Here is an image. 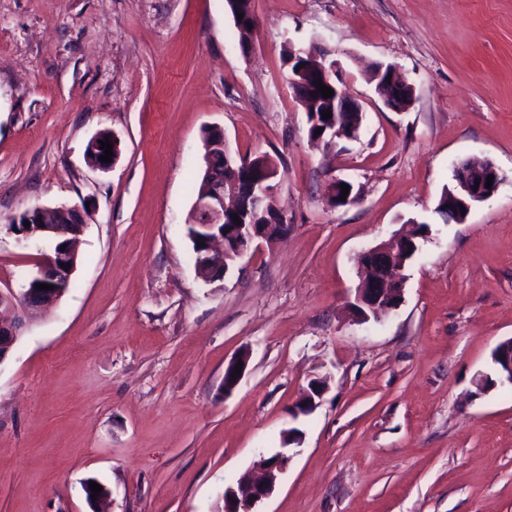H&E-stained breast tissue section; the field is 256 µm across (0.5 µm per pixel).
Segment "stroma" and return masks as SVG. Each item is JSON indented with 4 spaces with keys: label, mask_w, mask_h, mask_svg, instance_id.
Instances as JSON below:
<instances>
[{
    "label": "stroma",
    "mask_w": 512,
    "mask_h": 512,
    "mask_svg": "<svg viewBox=\"0 0 512 512\" xmlns=\"http://www.w3.org/2000/svg\"><path fill=\"white\" fill-rule=\"evenodd\" d=\"M254 10L245 52L226 0H0V289L21 292L42 251L15 216L87 212L73 288L0 363V512H219L291 428L303 443L261 512H512V385H473L512 337V0ZM315 42L362 107L357 140H309L285 50ZM375 63L413 86L408 110L378 96ZM214 125L233 155L281 160L291 230L206 283L186 224ZM101 131L119 143L106 171L86 161ZM461 160L503 182L448 224ZM333 177L353 203L330 205ZM411 221L428 233L401 305L358 321L357 255ZM317 377L327 392L293 417Z\"/></svg>",
    "instance_id": "1"
}]
</instances>
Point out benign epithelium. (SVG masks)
Listing matches in <instances>:
<instances>
[{
  "instance_id": "7a95c632",
  "label": "benign epithelium",
  "mask_w": 512,
  "mask_h": 512,
  "mask_svg": "<svg viewBox=\"0 0 512 512\" xmlns=\"http://www.w3.org/2000/svg\"><path fill=\"white\" fill-rule=\"evenodd\" d=\"M327 50L314 45L306 51L310 63L299 65L289 73L288 82L294 89L301 90L309 83L318 80L325 85L336 79V67L329 69L314 65V62L326 55ZM376 92L385 105L394 111L408 108L414 100V88L399 76L396 68L380 65L377 70ZM336 111L358 112L360 106L350 93L347 86H341L336 91ZM212 138L218 141L217 147L224 150V165L232 166L234 183L232 188L233 200L225 201L227 184L210 182L209 192L195 200L192 215L196 218L193 227L197 233L192 235L199 262L195 267L196 274L205 282H215L224 278L228 271L227 261H235L244 257L262 242H269L288 235L289 224L286 217L279 211L275 201L278 190L277 162L269 155H258L259 164H254L250 158H232V154L224 139V130L214 127L210 129ZM108 139L112 143L113 156L111 161L102 162L99 157L105 154L99 141ZM93 158L89 159L91 166L105 171L112 166L119 154V145L115 137L98 135L91 140ZM494 177L491 187H486L488 177ZM456 187L445 193L442 198L443 216L449 222L463 223L472 208L490 199L497 191L502 177L498 169L490 162L472 164L460 162L454 167ZM346 180L334 178L327 184L329 203L334 207L345 206L354 201L353 191H348L346 199L339 200L340 185ZM466 213H461V208ZM239 217L234 221L233 217ZM21 217L30 222V226L22 230H13L19 239L37 242L52 241L57 247L42 255L41 265L36 276L22 289L20 294L0 290V309L6 308L13 312L10 320L0 321V363L3 362L21 336L22 330L30 320L43 308L60 300L63 290H42L36 284L43 282L46 272H51L53 281L60 285L72 278L76 268L77 256L74 244L83 232L84 215L76 206L37 205L26 210ZM421 237V234L401 235L391 240V243L373 246L360 255V264L365 271L362 287L356 289V300L367 311L386 313L397 309L403 298L404 287L391 288L389 273L395 269L404 272L406 261L410 260L408 253H400V249L411 248V243ZM66 267H61V264ZM367 311L358 312L356 316L362 320L368 319ZM249 354L241 353L232 360L224 370V395H230L238 386L241 378H232L237 363H242L241 371H246ZM499 378L512 384V339L501 343L493 354ZM328 389L327 380L316 378L309 382L303 390L299 401L293 410V417L308 415L318 405ZM302 431L288 430L285 441L287 448L270 457L260 456L256 467L260 476L238 482L237 487L224 489V509L222 512H259L258 505L269 498L276 484L290 461L293 454L289 446L300 445Z\"/></svg>"
}]
</instances>
